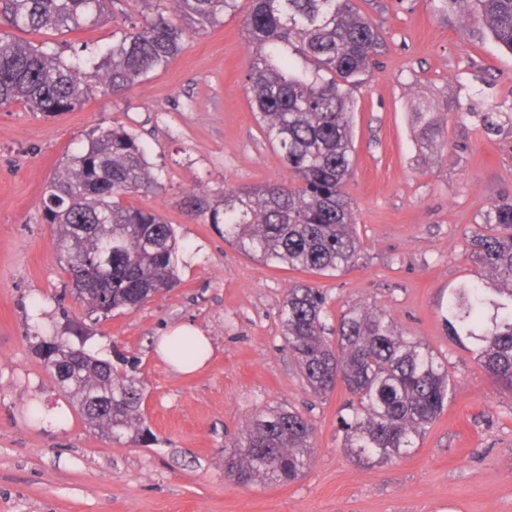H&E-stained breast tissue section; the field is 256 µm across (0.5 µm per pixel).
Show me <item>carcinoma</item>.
Listing matches in <instances>:
<instances>
[{"mask_svg":"<svg viewBox=\"0 0 512 512\" xmlns=\"http://www.w3.org/2000/svg\"><path fill=\"white\" fill-rule=\"evenodd\" d=\"M159 2L132 0L130 25L82 58L5 36L10 29L94 26L105 0H0V106L61 114L77 109L94 87L121 96L167 68L188 35L239 9V0H169L168 16ZM456 9L512 52V0H438V10ZM245 29L253 45L247 91L290 178L227 187L217 205L194 193L191 212L224 225L225 240L266 264L324 276L346 272L363 252L345 191L354 166L353 94L381 51L379 29L355 0H249ZM448 109L489 136L512 131V106L471 101ZM410 115L418 150L429 157L444 152L438 106L419 100ZM160 188L138 137L122 127L89 136L52 177L43 208L59 263L88 316L136 309L175 285L181 245L173 225L155 210L124 203ZM466 244L478 277L448 297V328L469 340L483 371L512 392V201L490 205ZM327 302L326 293L306 283L294 284L284 299V341L301 379L318 395L344 385L349 397L339 424L358 465L407 457L452 399L448 361L404 335L375 303L347 309L332 325ZM39 350L55 384L92 427L114 440L142 434L139 380L75 351L61 336L41 341ZM314 435L315 424L301 412L259 411L225 446L224 475L241 485L293 483L310 465Z\"/></svg>","mask_w":512,"mask_h":512,"instance_id":"carcinoma-1","label":"carcinoma"}]
</instances>
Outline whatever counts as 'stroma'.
Masks as SVG:
<instances>
[{"instance_id":"35a3bbf8","label":"stroma","mask_w":512,"mask_h":512,"mask_svg":"<svg viewBox=\"0 0 512 512\" xmlns=\"http://www.w3.org/2000/svg\"><path fill=\"white\" fill-rule=\"evenodd\" d=\"M383 52L354 93L356 164L346 192L364 251L357 266L318 276L263 264L225 242L190 192L284 180L288 171L253 114L245 85L252 47L246 9L186 38L170 65L121 96L94 89L72 112L0 107V512H512V393L476 363L443 320L448 296L474 280L465 237L493 203L512 200V134L485 136L444 116L448 148L419 154L414 100L512 102V53L434 0H357ZM129 0L98 25L31 35L87 54L127 25ZM136 133L160 176L131 196L173 224L179 282L134 311L90 320L60 267L42 205L66 153L97 127ZM326 292L331 316L377 303L406 335L448 359L454 395L406 458L355 464L337 426L344 387L303 385L282 336L293 282ZM200 328L214 354L182 374L155 351L178 324ZM75 329L88 352L136 357L148 437L115 441L93 429L54 384L40 339ZM40 401L46 417L28 418ZM282 405L315 424V453L298 481L242 486L224 475V446L251 414Z\"/></svg>"}]
</instances>
